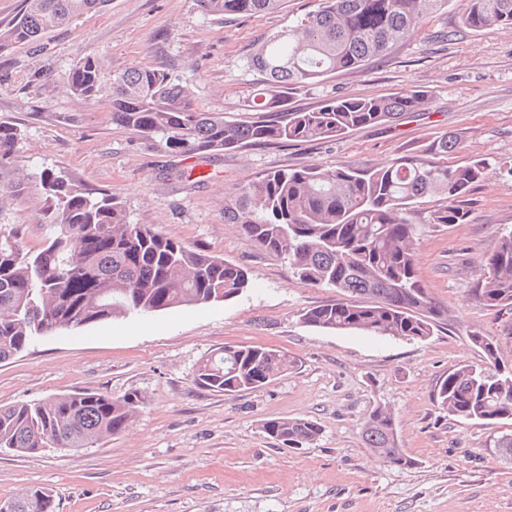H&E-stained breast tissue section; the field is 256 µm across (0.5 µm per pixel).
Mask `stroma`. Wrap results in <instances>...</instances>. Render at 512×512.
Returning a JSON list of instances; mask_svg holds the SVG:
<instances>
[{
	"instance_id": "obj_1",
	"label": "stroma",
	"mask_w": 512,
	"mask_h": 512,
	"mask_svg": "<svg viewBox=\"0 0 512 512\" xmlns=\"http://www.w3.org/2000/svg\"><path fill=\"white\" fill-rule=\"evenodd\" d=\"M285 0L252 17L207 14L200 0H110L72 27L47 33L42 51L0 57V120L24 138L16 167L50 168L122 199L131 223L247 269L251 286L220 302L130 315L40 337L0 362V405L95 390L146 401L126 429L89 448L25 456L0 453V500L29 487L54 491L59 512H512V458L495 442L508 419L450 416L436 394L450 370L482 363L473 333L496 336L512 367V314L475 303L495 233L512 229V176L493 174L463 198L464 224L426 226L417 274L448 318L423 341L306 326L302 314L339 300L295 276L224 219V201L264 172L339 161L384 164L424 154L446 134L462 141L449 166L479 155L512 159V29L458 24L462 0L427 18L413 40L364 69L291 91L288 107L313 110L329 97L431 94L428 110L331 141L248 146L196 166L201 182L173 177L181 157L112 122V78L135 66L165 68L192 110L254 120L246 104L259 76L246 60L267 34L315 9ZM105 77L94 101L66 94L62 76L84 56ZM225 346H261L294 357L295 369L261 388L224 394L199 386L200 361ZM391 409L411 468L378 460L361 432L377 405ZM309 418L313 443L290 449L264 421Z\"/></svg>"
}]
</instances>
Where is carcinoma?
I'll return each instance as SVG.
<instances>
[{
  "label": "carcinoma",
  "instance_id": "1",
  "mask_svg": "<svg viewBox=\"0 0 512 512\" xmlns=\"http://www.w3.org/2000/svg\"><path fill=\"white\" fill-rule=\"evenodd\" d=\"M109 0H22L13 21L0 28V54L35 43L72 25ZM209 13L250 17L276 11L283 0H201ZM449 0H319L317 9L272 32L248 58L263 83L248 101L257 121L229 120L220 112L178 106L184 90L160 67L132 68L113 78L112 121L157 148L203 159L246 146L308 143L338 138L356 128L394 122L430 103L426 90L385 97H331L312 111L286 109L288 92L315 85L337 72L365 66L398 42L412 39L421 24ZM471 30L512 28V0H464L459 17ZM103 79L93 56L64 76L68 94L92 101ZM21 128L0 121V218L17 200L36 201V223L54 231L38 249L25 246V228L0 229V362L24 352L38 337L61 329L131 314L225 301L250 288L240 265L195 250L144 224L129 222L120 198L91 190L51 169L29 174L11 165ZM460 149L449 134L424 155L387 165L340 162L268 171L241 185L224 205V220L267 253L288 260L314 286L334 288L350 299L302 315L314 328L359 331L371 336L424 340L448 316L421 286L416 272L415 208L439 195L445 205L430 224H465L460 205L470 189L493 172L512 174V161L494 164L479 156L455 168L438 158ZM487 271L469 289L485 307L512 312V230L501 234L486 260ZM487 363L496 364L499 340L475 333ZM294 367L287 354L255 346H226L198 365L195 381L224 393L256 389ZM442 409L462 419H512V371L500 375L484 365L463 364L438 386ZM145 397L114 399L85 390L39 402L0 406V450L34 454L47 448H88L120 433ZM289 448L315 441L311 419H272L262 424ZM363 441L383 462L411 467L399 448L391 410L376 406ZM8 512H57L52 491L30 487L1 502Z\"/></svg>",
  "mask_w": 512,
  "mask_h": 512
}]
</instances>
